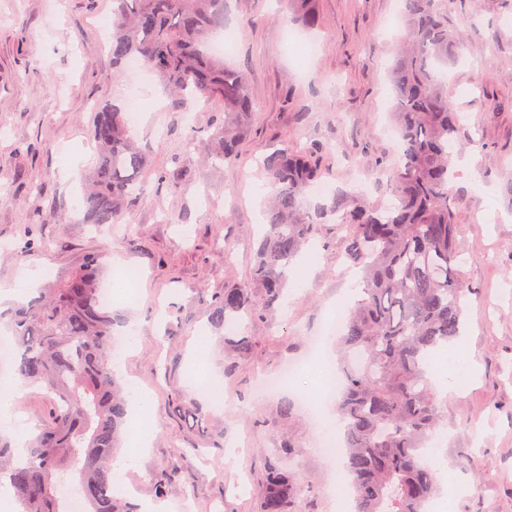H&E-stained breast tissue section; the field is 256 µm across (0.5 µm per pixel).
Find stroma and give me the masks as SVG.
Returning <instances> with one entry per match:
<instances>
[{
	"mask_svg": "<svg viewBox=\"0 0 512 512\" xmlns=\"http://www.w3.org/2000/svg\"><path fill=\"white\" fill-rule=\"evenodd\" d=\"M322 24L295 30L288 48L278 0H228L226 29L233 42L226 63L242 71L257 105L233 164L208 160L209 140L224 112L204 102L185 119L152 75L132 81L104 45L112 0H0V285L22 272L37 283L55 278L84 256H102L105 283L127 270L140 274L135 298L114 297L118 378L150 395L154 432L122 473L133 497L152 512H253L264 454L289 440V466L305 489L302 512H351V499L330 487L332 463L315 447L312 417L284 400L315 384L307 374L280 391L254 393L262 376L302 355L309 338L324 335L327 313L348 307L361 287L348 273L336 227L321 225L307 252L292 263L284 306L247 322L255 349L233 376L224 373L223 332L212 328L207 303L224 289L247 287L258 248L260 209L267 193L257 162L275 144L302 151L332 147L331 191L362 190L375 204L388 196L374 172L396 144L388 120L392 96L386 73L405 29L401 0H313ZM448 23L463 37L461 60L448 70V99L465 119L459 141L477 138L458 162L455 192L463 267L470 292L465 331L451 344L471 378L463 391L440 398L441 447L430 459L441 488H454L453 512H512V0H458ZM125 103L140 115L132 133L154 167L183 154L193 172L186 187L138 197L121 223L78 221L83 175L95 163L90 113L101 101ZM196 145L183 152L187 133ZM77 176H69L70 168ZM50 242L43 253L26 246V231ZM222 237L229 258L213 251ZM196 402L204 431L190 430L180 406ZM49 401L26 387L10 420L27 441ZM203 454L170 477L164 499L153 484L173 450Z\"/></svg>",
	"mask_w": 512,
	"mask_h": 512,
	"instance_id": "1",
	"label": "stroma"
}]
</instances>
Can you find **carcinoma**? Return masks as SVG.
I'll list each match as a JSON object with an SVG mask.
<instances>
[{"mask_svg": "<svg viewBox=\"0 0 512 512\" xmlns=\"http://www.w3.org/2000/svg\"><path fill=\"white\" fill-rule=\"evenodd\" d=\"M112 3L113 63L139 59L186 106L197 96L220 102L224 126L212 134L210 153L231 163L256 105L243 75L208 50L224 28L226 0ZM291 3L298 5L294 22L319 26L309 0ZM453 3L403 0L408 38L390 70L399 158L380 180L399 203L380 208L341 193L303 215L301 202L325 176L329 151L273 148L260 162L270 188L252 269L261 300L246 288H226L209 302L211 322L226 330L232 360L225 372L232 373L254 351L243 324L281 304L287 267L320 225L334 221L345 262L363 278L337 342L342 388L336 414L353 512H423L437 492L436 473L421 452L440 421L426 362L437 346L461 334L468 291L450 206L460 115L439 79L460 54V36L448 26ZM91 135L98 158L82 199L83 224L118 223L146 190L150 172L157 185L172 190L188 178L178 159L170 169H151L117 105L94 108ZM101 280L98 257L88 254L9 317L14 373L50 404L26 454L0 439V486H10L22 512H63L58 484L71 474L78 476L87 512H139L111 492L128 395L113 371L112 310L98 301ZM293 456L284 441L265 458L256 512H299L303 489L286 466Z\"/></svg>", "mask_w": 512, "mask_h": 512, "instance_id": "1", "label": "carcinoma"}]
</instances>
